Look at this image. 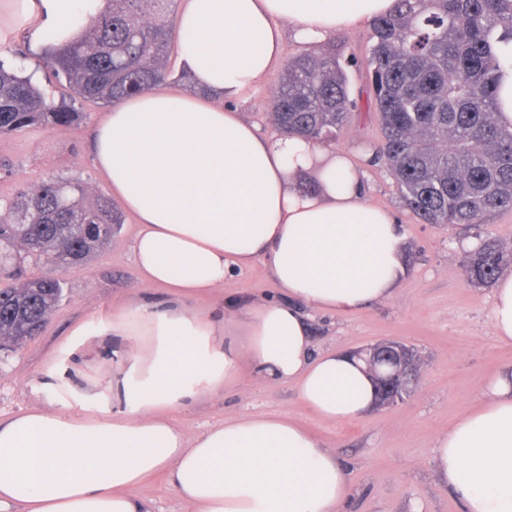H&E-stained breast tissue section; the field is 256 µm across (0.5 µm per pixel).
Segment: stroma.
I'll return each mask as SVG.
<instances>
[{
	"instance_id": "1",
	"label": "stroma",
	"mask_w": 512,
	"mask_h": 512,
	"mask_svg": "<svg viewBox=\"0 0 512 512\" xmlns=\"http://www.w3.org/2000/svg\"><path fill=\"white\" fill-rule=\"evenodd\" d=\"M23 49L26 73L54 97L65 87L49 82L42 47L25 33L0 44V57ZM278 73H271L255 90L236 102L244 121L272 138L278 131L269 117V101ZM358 90L357 108L329 149L348 151L363 182L366 198L393 211L404 225L407 273L396 296L365 309L326 315L311 312L315 352L352 351L398 340L413 346L421 360L420 379L410 396L388 409L371 408L362 418L337 425L323 420L298 397L293 385L272 386L242 371L233 386L196 405L168 410L167 415L187 433L235 416L278 415L306 427L325 447L335 451L351 486L346 512H461L460 502L440 484L430 464L433 437L474 407L493 373L512 365V344L500 343L492 332L491 288H474L463 281L462 264L469 252L459 233L419 223L404 206L396 183L385 167L370 163L368 144L379 142L375 113L361 95L358 70L350 72ZM74 128H38L0 135V196L22 185L35 186L50 177L81 178L89 195L108 194V186L90 155V136L106 110L93 103ZM138 225L132 214L111 241L86 263L64 273V296L40 336L8 357L0 358V420L30 407L46 404L34 385L42 378L69 331L77 324L96 330L95 315L134 295L161 300L166 291L139 281L132 260ZM279 289L267 265L256 262L234 273L213 294L190 303L192 309L213 311L229 300L275 299Z\"/></svg>"
}]
</instances>
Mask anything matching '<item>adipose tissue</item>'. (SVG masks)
Returning <instances> with one entry per match:
<instances>
[{
	"instance_id": "ef3b65f1",
	"label": "adipose tissue",
	"mask_w": 512,
	"mask_h": 512,
	"mask_svg": "<svg viewBox=\"0 0 512 512\" xmlns=\"http://www.w3.org/2000/svg\"><path fill=\"white\" fill-rule=\"evenodd\" d=\"M396 0H184L175 20L196 93L151 90L113 107L91 157L139 224L141 282L165 288L76 327L36 393L67 402L0 421V512H152L138 493L162 475L191 512H342L350 497L332 449L284 417H235L187 434L163 411L200 403L243 367L295 384L326 421L374 404L363 364L313 353L308 311L351 312L394 297L406 232L367 201L347 153L298 135L268 139L232 104L279 63L285 33L319 43L388 14ZM105 0H0L15 26L64 46ZM313 180L311 192L300 189ZM264 261L281 299L238 302L227 319L190 310L227 275ZM491 325L512 342V273L493 289ZM431 464L462 512H512V367L433 443Z\"/></svg>"
}]
</instances>
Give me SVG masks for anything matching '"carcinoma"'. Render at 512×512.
Returning <instances> with one entry per match:
<instances>
[{
  "mask_svg": "<svg viewBox=\"0 0 512 512\" xmlns=\"http://www.w3.org/2000/svg\"><path fill=\"white\" fill-rule=\"evenodd\" d=\"M176 8L177 0H107L73 44L47 56L54 77L69 85L67 100L0 60V134L75 126L87 117L78 103L112 106L166 84ZM370 27L362 67L382 128L372 163L387 169L420 223L477 230L464 275L468 285L487 287L506 256L481 227L512 210V129L497 119L499 78L512 67L501 51L512 44V0H396ZM353 65L334 44L289 59L269 102L277 130L334 137L357 108L347 72ZM120 223L109 198L86 201L85 183L76 179L51 177L0 198L4 352L40 334L63 296L60 271L86 262ZM29 259L45 262L46 273L26 277Z\"/></svg>",
  "mask_w": 512,
  "mask_h": 512,
  "instance_id": "cac0c4a2",
  "label": "carcinoma"
}]
</instances>
